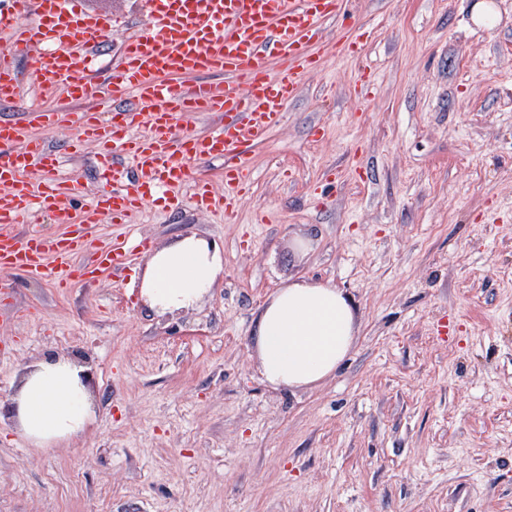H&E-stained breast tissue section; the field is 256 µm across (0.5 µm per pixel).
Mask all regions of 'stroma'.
<instances>
[{"label": "stroma", "mask_w": 512, "mask_h": 512, "mask_svg": "<svg viewBox=\"0 0 512 512\" xmlns=\"http://www.w3.org/2000/svg\"><path fill=\"white\" fill-rule=\"evenodd\" d=\"M346 0L231 214L101 224L195 234L224 271L176 316L122 278L0 272V402L47 356L91 373L82 441L0 423V512H512V0ZM306 280L357 331L336 373L280 389L260 309Z\"/></svg>", "instance_id": "35a3bbf8"}]
</instances>
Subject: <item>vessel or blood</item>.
Returning <instances> with one entry per match:
<instances>
[{
  "label": "vessel or blood",
  "instance_id": "b4317fda",
  "mask_svg": "<svg viewBox=\"0 0 512 512\" xmlns=\"http://www.w3.org/2000/svg\"><path fill=\"white\" fill-rule=\"evenodd\" d=\"M344 0H143L146 30L129 32L118 49L115 20L85 11L79 0H0V102L15 117L0 119V270H20L64 287L93 285L118 272L142 245L117 237L99 248L95 265L74 262L103 218L122 224L145 205L180 208L193 185L198 208L232 212L242 196L250 152L277 127L304 76L320 67L312 52ZM112 64H101L106 54ZM283 68L271 72V60ZM27 61L37 97L26 96L18 64ZM197 83L183 86L180 78ZM90 100L77 115L78 143L99 148L96 194L80 172L62 174V152L49 133L62 117L39 96ZM217 114L208 133L181 132V116ZM224 161V193L197 179L196 167ZM39 213L65 226L61 235L17 224Z\"/></svg>",
  "mask_w": 512,
  "mask_h": 512
}]
</instances>
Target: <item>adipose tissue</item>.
Returning a JSON list of instances; mask_svg holds the SVG:
<instances>
[{
	"label": "adipose tissue",
	"mask_w": 512,
	"mask_h": 512,
	"mask_svg": "<svg viewBox=\"0 0 512 512\" xmlns=\"http://www.w3.org/2000/svg\"><path fill=\"white\" fill-rule=\"evenodd\" d=\"M223 271L216 244L195 235L177 237L148 252L142 293L149 305L173 313L195 305ZM356 333L353 306L331 284L299 281L280 288L256 319L255 346L267 382L310 387L335 373ZM87 366L54 357L27 366L7 402L15 429L38 448L79 438L95 410L83 386Z\"/></svg>",
	"instance_id": "adipose-tissue-1"
}]
</instances>
